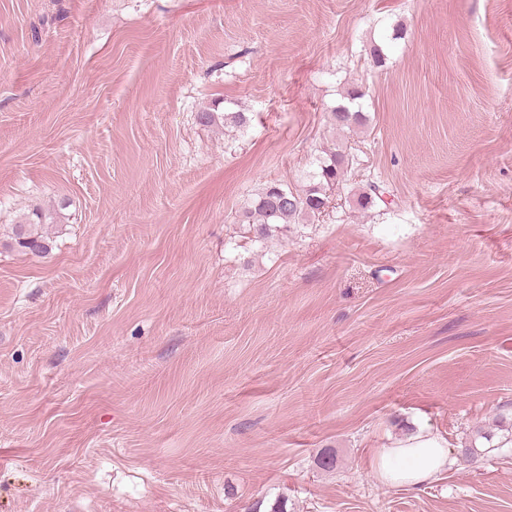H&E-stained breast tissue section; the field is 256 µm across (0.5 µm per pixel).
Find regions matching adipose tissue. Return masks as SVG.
Instances as JSON below:
<instances>
[{"label":"adipose tissue","mask_w":512,"mask_h":512,"mask_svg":"<svg viewBox=\"0 0 512 512\" xmlns=\"http://www.w3.org/2000/svg\"><path fill=\"white\" fill-rule=\"evenodd\" d=\"M449 463L446 441L438 435L417 431L391 447L378 449L373 468L385 485L414 488L436 479Z\"/></svg>","instance_id":"obj_1"}]
</instances>
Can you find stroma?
Returning a JSON list of instances; mask_svg holds the SVG:
<instances>
[{"instance_id": "stroma-1", "label": "stroma", "mask_w": 512, "mask_h": 512, "mask_svg": "<svg viewBox=\"0 0 512 512\" xmlns=\"http://www.w3.org/2000/svg\"><path fill=\"white\" fill-rule=\"evenodd\" d=\"M411 429L454 464L384 485ZM509 436L512 0H0V512H512ZM363 96L364 93L358 87L347 88L342 96L344 102L333 107L330 111L331 120L337 129L343 130L353 125H364L366 119L363 112L359 111V109L354 110L352 107L355 101L361 99ZM322 153L304 189L290 187L279 180L267 181L258 189L242 222L248 224V233L255 234V242L288 236L291 225L313 223L324 211L330 195L348 180L352 168L350 159L336 150ZM46 220V214L38 208L32 209L24 215L21 222L16 225L13 246L35 256L48 253L51 249L50 239L40 232V227L47 224Z\"/></svg>"}]
</instances>
